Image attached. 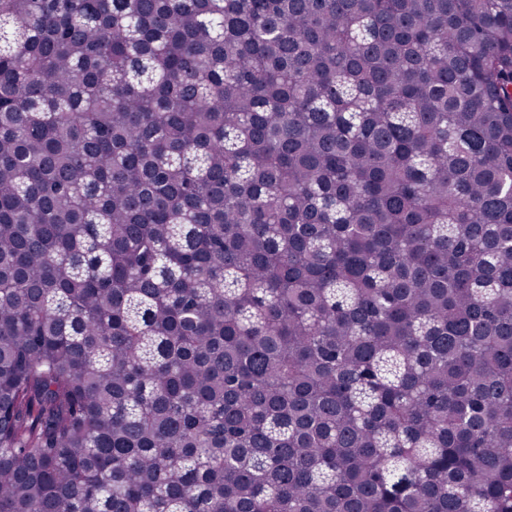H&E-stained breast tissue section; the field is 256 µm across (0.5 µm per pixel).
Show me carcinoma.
I'll use <instances>...</instances> for the list:
<instances>
[{
    "label": "carcinoma",
    "mask_w": 512,
    "mask_h": 512,
    "mask_svg": "<svg viewBox=\"0 0 512 512\" xmlns=\"http://www.w3.org/2000/svg\"><path fill=\"white\" fill-rule=\"evenodd\" d=\"M0 512H512V0H0Z\"/></svg>",
    "instance_id": "obj_1"
}]
</instances>
